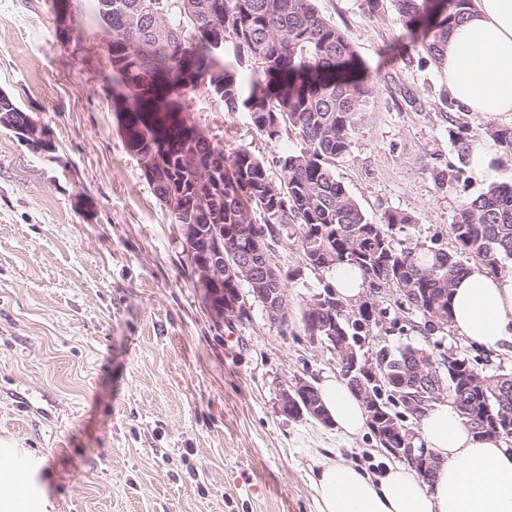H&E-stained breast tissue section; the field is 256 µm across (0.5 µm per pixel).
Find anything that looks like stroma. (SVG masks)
<instances>
[{"mask_svg":"<svg viewBox=\"0 0 512 512\" xmlns=\"http://www.w3.org/2000/svg\"><path fill=\"white\" fill-rule=\"evenodd\" d=\"M355 47L377 92L334 172L370 221L399 211L412 224L397 247H455L461 200L512 184V155L497 151L488 181L468 176L452 137L489 140L512 113L489 119L448 93L445 72L394 21L393 0L368 15L363 0H316ZM101 30L77 16L70 38L51 0H0V91L45 127L37 152L0 126V444L40 457L48 512H317L309 475L316 452L340 448L377 472L389 455L371 432L289 418L279 392L295 376L337 375L336 356L302 330L301 312L329 285L292 238L274 256L287 280L288 330L259 307L246 322L210 307L185 260L183 228L157 199L118 132ZM187 118L224 148L247 146L282 181L272 141L247 112H228L206 87ZM455 181L440 183L439 173ZM375 346L442 341L477 371L512 366L450 330L407 329L395 290Z\"/></svg>","mask_w":512,"mask_h":512,"instance_id":"35a3bbf8","label":"stroma"}]
</instances>
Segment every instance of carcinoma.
Segmentation results:
<instances>
[{"instance_id": "1", "label": "carcinoma", "mask_w": 512, "mask_h": 512, "mask_svg": "<svg viewBox=\"0 0 512 512\" xmlns=\"http://www.w3.org/2000/svg\"><path fill=\"white\" fill-rule=\"evenodd\" d=\"M395 21L437 63L445 60L448 33L471 10L473 0H393ZM88 16L102 30L109 54L104 84L130 91L128 104L115 108L119 132L135 156L153 147L156 197L172 195L183 203L173 214L177 224H195L187 258L207 299L214 298L203 276L201 258L221 243L228 262L255 236L273 244L289 225L307 266L325 271L337 265L361 273L373 292L394 286L407 309L419 316L410 328L422 336L449 326L451 287L477 259L497 273L512 259V185L492 186L464 199L455 211L456 250L399 249L393 230L413 223L410 215L389 211L370 221L336 179L333 163L348 152L356 116L377 92L374 82L347 71L359 66L357 52L344 33L318 11L315 0H92ZM244 66L249 86L231 72ZM205 85L228 112H249L255 128L271 141L293 135L301 148L278 158L283 182L270 177L266 163L247 147L230 151L188 122L184 112L193 90ZM22 110L0 97V119L23 124ZM194 153L204 163L224 161L219 182L206 170L189 171L184 160ZM219 203L203 210L199 197ZM250 287L242 279H224V299L241 298ZM327 311L304 308L305 335L336 320V343L356 351L371 328L386 317L376 298L353 305L327 286ZM405 346L392 354L375 350L377 372L364 379L363 403L375 398L381 411L368 417L375 438L391 448L413 445L405 404L429 399L428 372L439 364ZM448 390L459 416L476 434L512 438V369L498 366L481 374L468 357L450 348Z\"/></svg>"}]
</instances>
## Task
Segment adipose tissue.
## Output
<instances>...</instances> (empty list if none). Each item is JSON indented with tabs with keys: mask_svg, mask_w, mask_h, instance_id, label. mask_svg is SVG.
Returning a JSON list of instances; mask_svg holds the SVG:
<instances>
[{
	"mask_svg": "<svg viewBox=\"0 0 512 512\" xmlns=\"http://www.w3.org/2000/svg\"><path fill=\"white\" fill-rule=\"evenodd\" d=\"M448 37V91L465 110L488 118L512 112V0H474ZM451 330L500 351L512 344V269L470 266L453 288ZM338 433L367 427L362 401L340 378L319 387ZM420 446L437 459L431 479L410 464L370 474L344 462L340 449L318 455L310 482L319 512H512V443L474 434L453 405L433 404L419 425ZM46 491L31 463L0 448V512H46Z\"/></svg>",
	"mask_w": 512,
	"mask_h": 512,
	"instance_id": "adipose-tissue-1",
	"label": "adipose tissue"
}]
</instances>
